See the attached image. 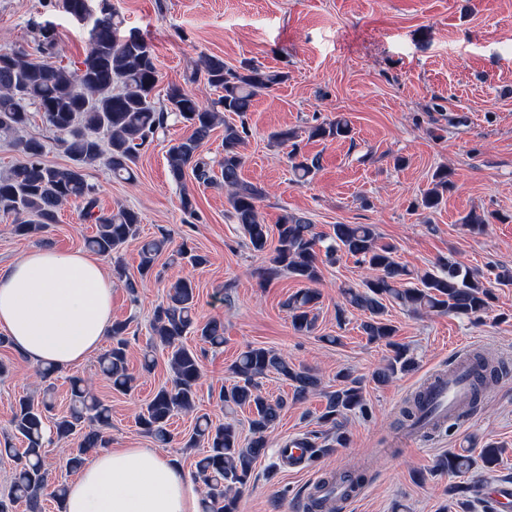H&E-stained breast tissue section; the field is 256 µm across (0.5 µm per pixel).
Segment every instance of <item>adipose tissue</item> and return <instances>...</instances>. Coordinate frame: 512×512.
<instances>
[{"label":"adipose tissue","mask_w":512,"mask_h":512,"mask_svg":"<svg viewBox=\"0 0 512 512\" xmlns=\"http://www.w3.org/2000/svg\"><path fill=\"white\" fill-rule=\"evenodd\" d=\"M112 287L89 253L27 250L0 269V332L33 365L82 363L112 326ZM64 512H202V504L166 452L103 449L68 483Z\"/></svg>","instance_id":"ef3b65f1"}]
</instances>
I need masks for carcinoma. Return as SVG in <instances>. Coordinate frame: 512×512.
Returning <instances> with one entry per match:
<instances>
[{
	"mask_svg": "<svg viewBox=\"0 0 512 512\" xmlns=\"http://www.w3.org/2000/svg\"><path fill=\"white\" fill-rule=\"evenodd\" d=\"M121 21L112 8L98 12L94 33L89 37L90 49L81 66L69 69L54 61L59 54L56 29L38 25L31 30L34 50L32 58L24 50L0 54V132L9 133L25 127L31 118L27 105L35 104L43 118L58 134L59 144L70 159L65 167L48 165L43 160L44 145L36 139L19 141L21 160L7 174L0 175V213L12 215V231L20 237L44 232L56 223L58 209L73 201L82 206L85 218L95 224V233L86 239L89 250L101 256L119 255L126 245L139 241L138 274L150 276L159 259L169 251L168 236L139 239L141 218L130 208H120L110 214L96 212V188L86 180V170L105 166L115 178L132 180L140 151L150 142L167 118L174 114L191 130L168 149L170 175L183 184L186 172L199 183L212 181L209 162L201 156V147L220 123L224 124V156L221 161L224 189L228 192V212L239 225L245 240L259 254L271 253L268 265L260 271L266 282L288 273L312 285L322 277L321 265L333 263L340 253L347 254L366 267L369 276L357 288L344 287V299L338 316L350 309L369 313L362 329L372 342H383L392 348V356L379 368L374 379L388 383L397 373L413 369L415 361L408 349L391 341L396 328L386 318L385 302L393 301L413 314H460L476 321L490 308L492 285L484 277L458 262L446 261L436 269L410 281L411 273L395 261L393 248L377 244V234L371 224H335L329 233L315 231V225L305 216L282 215L276 224L277 238L259 211L265 190L242 178L245 157L241 148L250 136L245 117L251 111L254 98L263 90L284 80V75L263 66L246 62L231 67L224 59L211 56L204 60L207 83L219 92L211 104H203L194 94L173 85L167 92V105L156 106L152 92L158 82L155 57L146 40L129 41L119 35ZM234 113L240 124L224 121L223 114ZM347 120L336 119L312 125L308 138L334 140L350 136ZM298 135L292 129L270 134L277 144H291L288 153L295 182L305 183L320 169V158L301 152ZM452 182L448 170L441 168L432 175L429 188L415 208L423 212L436 210ZM175 255L193 267L207 262L183 243ZM195 281L178 277L169 283L165 302L154 311L151 339L141 361V368L154 367L153 353L161 348L167 352L171 381L159 387L141 408L136 424L157 442H173L170 421L178 414L197 410V387L201 377L197 350L185 344L188 333L213 348L224 345V324L217 320L200 322L196 317ZM319 292L303 288L288 298V310L293 328L304 334L316 329L314 306ZM129 323L112 322L110 344L99 355L101 374L113 390L128 394L134 389L135 377L130 369L128 350ZM473 373L468 407H475L489 380L498 375V366L481 354L470 358ZM234 383L224 388L220 401L225 413L238 408L249 411L250 435L242 437L233 421L215 424L206 414L198 415L183 447H204L194 463L192 476L205 487L202 512H238L239 496L249 485L253 465L267 454V432L278 423L288 401L262 394L260 379L275 374L293 387V401L300 402L317 391L319 378L271 348L250 346L231 365ZM340 387L327 395L320 421L336 430V443L346 441L339 430L338 419L363 407L362 389L350 373H337ZM51 404L39 403L23 396L13 408V436L25 445L19 452L5 442L0 448V461L11 465L12 481L8 494L0 496V512H13L19 502L28 512H43V501L53 500L58 512H63L67 485L49 482L43 467L48 433L57 440L73 438L76 449L66 459V467L80 470L91 453L104 448L108 440L103 429L110 425L111 408L78 376L70 379V404L66 414L49 416ZM428 393L418 392L403 409V421L419 424L429 416ZM501 449L493 443L482 448L479 460L459 453H448L440 459L438 468L450 474L469 471L476 462L494 471Z\"/></svg>",
	"mask_w": 512,
	"mask_h": 512,
	"instance_id": "1",
	"label": "carcinoma"
}]
</instances>
